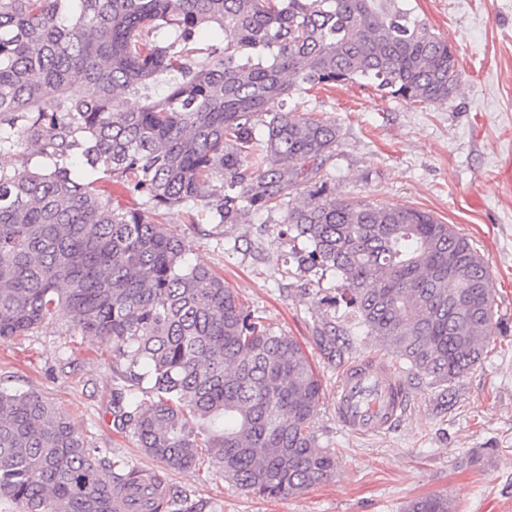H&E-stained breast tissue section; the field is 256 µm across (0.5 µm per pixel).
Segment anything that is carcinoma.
Here are the masks:
<instances>
[{
  "label": "carcinoma",
  "mask_w": 512,
  "mask_h": 512,
  "mask_svg": "<svg viewBox=\"0 0 512 512\" xmlns=\"http://www.w3.org/2000/svg\"><path fill=\"white\" fill-rule=\"evenodd\" d=\"M202 29L221 36L199 47ZM358 80L444 104L459 70L404 0H0V154L20 161L0 167V338L64 310L80 335L110 337L127 381L155 397L143 410L112 392L114 424L145 456L207 461L269 500L324 482L336 456L312 428L323 389L304 350L223 276L186 264L159 217L206 199L238 224L298 195L280 234L308 243L298 265L340 279L358 333L434 385L463 377L499 326L487 260L425 211L337 196L319 175L336 123L288 109L297 91ZM320 341L332 359L351 338ZM205 421L220 427L202 439ZM127 490L125 512L206 508L100 455L39 393L0 389V503L117 512ZM404 512L454 507L438 493Z\"/></svg>",
  "instance_id": "obj_1"
}]
</instances>
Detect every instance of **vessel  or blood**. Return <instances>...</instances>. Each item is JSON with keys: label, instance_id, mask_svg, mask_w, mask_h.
I'll list each match as a JSON object with an SVG mask.
<instances>
[{"label": "vessel or blood", "instance_id": "1", "mask_svg": "<svg viewBox=\"0 0 512 512\" xmlns=\"http://www.w3.org/2000/svg\"><path fill=\"white\" fill-rule=\"evenodd\" d=\"M408 407L404 381L384 361L355 360L343 369L336 383V418L357 435L387 433L404 418Z\"/></svg>", "mask_w": 512, "mask_h": 512}]
</instances>
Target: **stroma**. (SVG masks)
Listing matches in <instances>:
<instances>
[{"mask_svg": "<svg viewBox=\"0 0 512 512\" xmlns=\"http://www.w3.org/2000/svg\"><path fill=\"white\" fill-rule=\"evenodd\" d=\"M453 47L460 78L444 104H410L363 82L304 90L295 112L336 123V149L322 173L350 201L415 207L466 235L489 265L502 321L486 358L454 383L405 374L411 410L389 433L362 437L336 420V382L345 364L395 357L355 337L329 360L318 337L347 326L331 302L334 274L301 272L287 258L304 241L280 236V208L239 224H215L204 203L167 211V232L186 263L222 274L266 324L294 337L323 387L314 428L336 454L332 478L303 493L264 500L225 480L216 467L174 470L141 454L113 424L112 392L125 386L112 342L82 336L66 313L24 337L0 339V389L36 391L70 416L109 457L160 477L164 488L203 502L205 512H403L410 500L448 493L457 512H512V0H406ZM126 387V386H125ZM481 462L464 470L470 454Z\"/></svg>", "mask_w": 512, "mask_h": 512, "instance_id": "obj_1", "label": "stroma"}]
</instances>
